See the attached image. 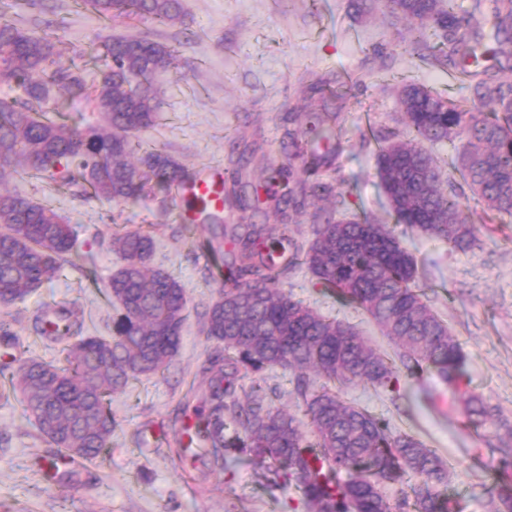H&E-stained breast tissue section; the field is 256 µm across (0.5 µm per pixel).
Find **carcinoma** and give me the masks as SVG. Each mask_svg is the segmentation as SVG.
<instances>
[{
	"label": "carcinoma",
	"mask_w": 512,
	"mask_h": 512,
	"mask_svg": "<svg viewBox=\"0 0 512 512\" xmlns=\"http://www.w3.org/2000/svg\"><path fill=\"white\" fill-rule=\"evenodd\" d=\"M488 12L459 13L456 0H386L391 12L417 22L411 29L413 53L436 49L435 60L450 61L474 81L478 104L466 106L418 87L404 86L400 103L411 139L392 134L376 155L384 192L396 222L467 249L474 227L464 219L459 195L441 188L436 161L421 144L460 142L458 171L491 219L512 218V85L497 84L480 69L483 27L491 24L498 48L512 56V0H489ZM107 21L147 19L174 25L184 15V0H76ZM14 0H0V85L15 86L22 97L0 102V180L5 176H46L64 186H79L99 198L136 202L160 187L182 193L194 185L172 157L142 149L137 134L156 125L159 89L153 78L178 57L174 46L143 36L108 39L101 44L104 65L87 90L76 63H56L49 35L24 29L8 19ZM438 42L430 45L431 37ZM86 97L103 116L101 125L69 123L60 97ZM305 124L288 130V165L268 177V196L277 211L296 195L333 196L319 181L321 170L336 169L340 155L335 136L336 109L325 104L305 113ZM186 208L208 224L207 246L233 274L206 313L208 337L223 344L220 364L210 378L214 405L195 413L196 434L208 442L205 453L224 461L235 452L268 463L264 479L292 486L308 512H453L438 489L447 477L446 462L413 436L395 431L370 411L346 403L336 388L368 383L389 392L399 373L435 370L457 395L474 432L490 410L466 390L464 354L447 324L431 308L420 286L419 261L395 229L368 217L335 221L327 216L313 227L309 245L297 243L290 224L271 231L238 224L232 236L239 248L222 249L224 218L200 197L185 198ZM77 235L57 211L22 194L0 190V307L8 308L43 283L60 277L61 261L74 252ZM289 244L317 284L343 304L366 311L396 346L389 356L370 346L349 324L323 316L277 288L284 267L276 251ZM112 249L123 264L112 274L108 294L118 304L112 339L83 336L82 312L74 308L36 319L40 338L60 346L59 363L23 358L11 322L0 318V342L16 351L0 365V397L17 392L25 415L69 462L106 454L117 422L112 394L142 376L166 368L178 353L190 316L180 281L150 266L155 249L148 231L112 234ZM281 366L296 374V392L313 438L299 420L267 402L263 387L249 373ZM322 384L313 388L309 373ZM419 481L392 499L385 488L408 473ZM494 512H512V479L497 483Z\"/></svg>",
	"instance_id": "cac0c4a2"
}]
</instances>
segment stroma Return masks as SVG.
Listing matches in <instances>:
<instances>
[{"label":"stroma","instance_id":"1","mask_svg":"<svg viewBox=\"0 0 512 512\" xmlns=\"http://www.w3.org/2000/svg\"><path fill=\"white\" fill-rule=\"evenodd\" d=\"M18 24L60 41L61 65L90 52L107 36H141L177 46L176 68L158 74L160 117L141 133L144 148L185 165L195 175L237 166L247 182V211L225 205L228 224L274 228L280 215L265 190L267 166L286 158L288 113L317 111L311 84L331 81L340 94L336 135L342 152L337 171L325 172L348 213L385 224L389 207L377 173L379 140L404 132L401 86L413 83L458 101L472 97L470 85L451 66L419 58L406 46L410 21L387 12L376 0L370 14H357L352 0H185L181 23H108L78 9L74 0H43L30 7L17 0ZM442 176L462 196L476 240L467 250L449 248L398 226L405 246L420 259L429 303L448 323L466 355L471 393L494 408L483 435L469 429L447 385L433 371L401 375L397 392L363 383L341 396L414 435L448 465L447 490L462 512H492L499 462L488 448L498 420L512 422V223L489 220L454 170L453 144L430 146ZM5 188L52 205L78 233L60 278L13 304L8 317L29 358L52 361L55 345L32 333L46 307L82 312L83 333L111 338L114 308L105 295L122 264L109 246L114 229H152V266L183 285L190 317L179 351L166 370L142 378L112 397L119 425L105 458L80 462L74 476L53 472V446L25 417L18 398H0V512H307L291 487L265 484L263 465L243 456L216 466L184 451L185 406L208 401L210 357L221 343L208 338L205 312L218 299L219 271L205 246L204 225H185L181 201L165 193L134 203L109 202L47 179L13 176ZM320 313L356 327L369 344L389 343L362 312L346 309L324 293L305 268L279 283ZM273 407L297 414L301 400L294 375L273 367L254 375Z\"/></svg>","mask_w":512,"mask_h":512}]
</instances>
